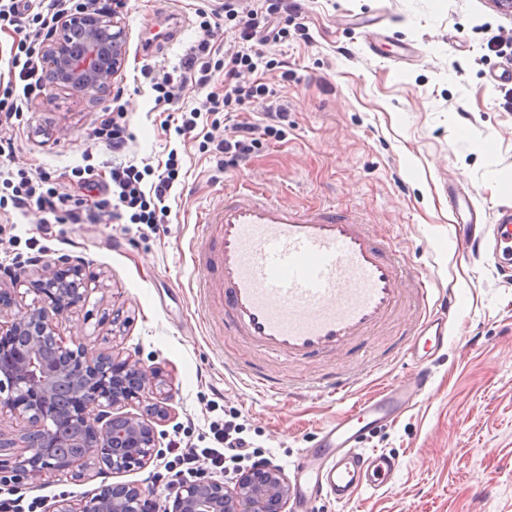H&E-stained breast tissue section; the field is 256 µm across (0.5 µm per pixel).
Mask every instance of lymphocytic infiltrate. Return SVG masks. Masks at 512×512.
<instances>
[{
	"label": "lymphocytic infiltrate",
	"mask_w": 512,
	"mask_h": 512,
	"mask_svg": "<svg viewBox=\"0 0 512 512\" xmlns=\"http://www.w3.org/2000/svg\"><path fill=\"white\" fill-rule=\"evenodd\" d=\"M70 0H0V27H12L16 38L10 48L8 77L0 79V122L21 118L34 92L45 91L47 81L39 72L44 32L50 31L66 12ZM199 14L201 35L194 55L186 57L177 72L149 69L151 88L156 93V108H168L167 120L177 136L192 133L201 119H209L210 129L203 135L205 145L224 158V166L235 169L247 163L262 147L265 139L286 136L288 109L272 102V90L255 79V72L276 71L281 82L292 80L293 73L284 60L272 52L273 46L287 42L291 35H304L303 27H289L288 0H268L260 8H244L243 0H205ZM235 19L239 36L222 58H214L213 21ZM193 76L198 90L205 97L193 108L182 106L181 98L186 76ZM267 105L259 118L239 119L238 114L256 99ZM223 121H216V114ZM223 129L216 137L215 129ZM181 170L177 150H170L162 173L156 180L145 182V173L135 164L114 163L110 180L99 183L94 168L74 170L88 188L101 187L103 197L92 208H79L62 187L49 185L43 174L21 175L12 179L0 175V212L13 209L22 213L35 210L44 214H65L73 224H99L105 216L120 217L122 209L132 212L136 224H165L175 200V186ZM243 429L226 422L218 435V445L201 450L170 449V458L163 472L153 473L151 482L162 483L165 492H172L181 482L205 476L210 472L234 475L245 468L270 464L265 451L252 447L242 435Z\"/></svg>",
	"instance_id": "f902f5d3"
}]
</instances>
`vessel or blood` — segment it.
Masks as SVG:
<instances>
[{
    "mask_svg": "<svg viewBox=\"0 0 512 512\" xmlns=\"http://www.w3.org/2000/svg\"><path fill=\"white\" fill-rule=\"evenodd\" d=\"M156 49L173 41L182 20L161 14ZM193 266L215 264L218 283L201 281L197 295L209 301L213 286L224 290V330L243 337L271 358L305 360L354 346L409 309L401 357L416 367L409 379L381 387L316 432L313 447L290 462L288 494L295 512H313L331 499L347 506L377 493L393 476V455L364 443L398 418L431 387L427 366L448 345V322L466 300L436 279L412 276L357 215L331 205L297 208L263 188L225 195L224 206L201 214ZM240 383L262 396L281 385L270 375L237 368ZM360 377L333 374L323 389L345 401Z\"/></svg>",
    "mask_w": 512,
    "mask_h": 512,
    "instance_id": "1",
    "label": "vessel or blood"
}]
</instances>
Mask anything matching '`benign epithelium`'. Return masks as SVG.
<instances>
[{
  "label": "benign epithelium",
  "instance_id": "7a95c632",
  "mask_svg": "<svg viewBox=\"0 0 512 512\" xmlns=\"http://www.w3.org/2000/svg\"><path fill=\"white\" fill-rule=\"evenodd\" d=\"M125 30L117 13L80 9L62 17L47 39L43 63L53 83L95 96L125 62ZM58 278L48 264L33 281L39 305L0 321V415L12 417L19 438L0 436L1 448H21L0 462V481L46 474L77 475L102 459L113 473L146 466L156 450V425L170 419L160 373L132 357L99 352L82 342L67 345L58 318L85 303L96 281L70 266ZM163 512H288V479L259 466L229 483L209 478L184 482L167 496ZM50 512H152L151 495L118 483L88 500L65 496Z\"/></svg>",
  "mask_w": 512,
  "mask_h": 512
}]
</instances>
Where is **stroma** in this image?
I'll return each instance as SVG.
<instances>
[{
  "instance_id": "35a3bbf8",
  "label": "stroma",
  "mask_w": 512,
  "mask_h": 512,
  "mask_svg": "<svg viewBox=\"0 0 512 512\" xmlns=\"http://www.w3.org/2000/svg\"><path fill=\"white\" fill-rule=\"evenodd\" d=\"M202 0H127L125 63L111 92L93 99L50 87L30 100L20 121L0 126L15 155L0 170L39 172L70 186L73 170L100 166L111 150L97 137L121 92L133 139L123 153L136 165L158 167L177 149L182 169L169 223L147 226L129 217L100 224L43 223L41 213L0 226V264L35 276L31 257L78 259L99 286L84 306L58 322L66 339L96 350L132 355L160 371L173 413L158 425V447L214 446L211 423L237 415L246 437L288 465L310 447L318 428L342 404L318 391L331 371L365 368L354 398L384 382L406 378L411 365L397 352L404 328L387 326L350 356L270 364L284 390L261 397L224 370L225 363L260 365L241 341L208 330L196 297L200 276L189 247L200 213L219 207L225 193L262 183L291 204L325 201L359 211L401 258L406 270L453 285L466 306L448 334L445 355L430 369L428 394L366 445L394 455L398 471L376 495L317 512H512V247L460 256L450 246L455 218L449 191L471 195L493 213L512 204V112L502 107L512 85L491 84L489 73L512 68V11L498 0H294L291 14L308 40L277 51L294 72L291 82L261 76L287 100L288 136L228 171L202 149V134L179 138L154 111L155 93L141 68L174 67L198 40ZM178 10L187 25L161 51L143 52V33L161 13ZM377 14V28L357 18ZM120 324H113V317ZM160 460L115 474L93 461L80 477L46 475L0 483V496L22 494L49 512L60 496H93L102 486L149 488Z\"/></svg>"
}]
</instances>
